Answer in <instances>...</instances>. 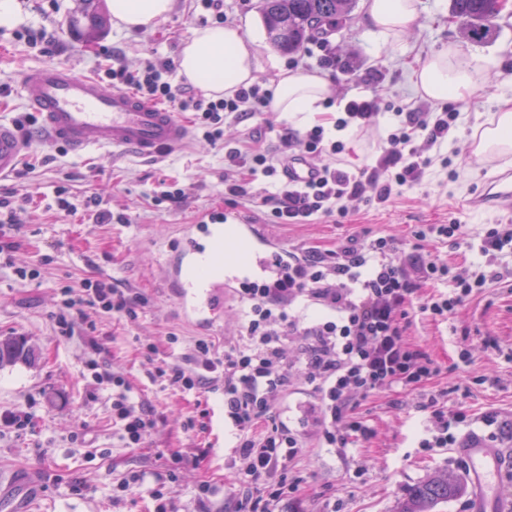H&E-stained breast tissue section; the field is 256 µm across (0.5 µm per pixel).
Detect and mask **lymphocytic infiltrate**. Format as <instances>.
Wrapping results in <instances>:
<instances>
[{
  "label": "lymphocytic infiltrate",
  "instance_id": "lymphocytic-infiltrate-1",
  "mask_svg": "<svg viewBox=\"0 0 512 512\" xmlns=\"http://www.w3.org/2000/svg\"><path fill=\"white\" fill-rule=\"evenodd\" d=\"M171 70L169 62L158 60L138 72L111 68L107 76L112 87L129 88L174 111L191 113L195 130L214 145L223 143L225 124L262 117L271 104L272 94L261 84L239 88L230 98L213 99L189 84L172 83ZM395 115L398 124L387 136V147L374 165L356 172L335 163L344 146L326 137L323 126L280 132L282 151L312 156L325 153L331 158L316 179L304 184L281 179L273 157L264 150L230 148L224 153V198L234 202L248 197L254 181L275 177L279 180L276 192L260 200L271 223L306 224L320 217L347 218L346 203L353 199L366 196L381 205L413 190L421 185L433 162L426 148L447 145L458 114L399 109ZM54 194L58 210L81 213L91 223L127 221L126 216L116 217L102 208L99 196L90 195L75 204L69 201L66 187H56ZM504 276V271L482 268L467 278L453 274L447 263L406 251L403 242L390 235L365 246L352 238L326 252L298 248L289 252L287 260H275L263 281L237 289V298L247 307L244 343L230 342L219 351L200 339L170 361L147 356L145 372L153 381L183 393L223 394L224 419L238 437L237 471L246 482L263 488L262 494L243 497L238 512H279L281 502L295 498L298 491L288 471L301 445L286 425L275 424L262 432L256 426L272 413L294 378L303 376L319 399L321 447L346 456L350 441L371 434L357 413L360 400L385 390L429 386L440 373L436 363L407 339L405 308L418 288L436 284V292L428 295L421 310L444 317L474 290ZM446 282L451 283V290L440 291V284ZM63 295L56 316L63 329L69 328L85 307L133 320L146 304L135 288L109 277L84 281L79 289H64ZM300 301L322 309V318L301 326L291 312ZM293 336L304 337L305 342L292 360L285 347ZM93 377L97 385L112 391V419L120 425L122 440L127 447H139L155 429V415L136 401L123 377L105 371L94 372ZM424 410L428 425L420 447H447L454 440L449 430L464 422V413L449 412L444 394L438 390L431 392ZM181 460V455L173 454L163 467L128 472L113 484V500L143 488L153 502V512H177L170 486Z\"/></svg>",
  "mask_w": 512,
  "mask_h": 512
}]
</instances>
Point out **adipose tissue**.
<instances>
[{
  "mask_svg": "<svg viewBox=\"0 0 512 512\" xmlns=\"http://www.w3.org/2000/svg\"><path fill=\"white\" fill-rule=\"evenodd\" d=\"M174 0H110L116 25L125 29L149 28L169 14ZM418 0H369L367 23L376 33L400 39L416 18ZM257 41L238 26H205L183 47L179 73L188 82L216 95L233 96L255 79ZM451 47L435 53L415 73L417 88L432 102L469 96L477 84L476 65L459 60ZM331 94L328 82L301 69L280 70L275 81L272 111L284 118L320 123L322 107Z\"/></svg>",
  "mask_w": 512,
  "mask_h": 512,
  "instance_id": "1",
  "label": "adipose tissue"
}]
</instances>
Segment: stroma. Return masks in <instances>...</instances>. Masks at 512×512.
Here are the masks:
<instances>
[{"instance_id": "1", "label": "stroma", "mask_w": 512, "mask_h": 512, "mask_svg": "<svg viewBox=\"0 0 512 512\" xmlns=\"http://www.w3.org/2000/svg\"><path fill=\"white\" fill-rule=\"evenodd\" d=\"M15 25L0 24V120L27 115L19 82L28 68L64 65L105 80V71L119 65L140 69L150 58L178 63L179 55L199 28L193 0H174L172 12L154 26L128 31L112 21L108 0H56L44 12L42 0H15ZM443 0H419L417 17L406 39L382 41L365 19L367 0L332 30L329 39L343 61L335 70L321 71L333 90L328 119H336L353 98L375 95L379 111L402 106L415 111H437L438 106L416 91L413 72L435 52L457 45L465 61L480 65L478 83L466 99L455 101L457 127L446 152H433L425 186L393 198L382 207L363 201L349 204L347 220L325 217L312 224L270 223L265 208L253 203L264 195L269 181L255 182L250 197L236 205L251 223L263 225L282 248L315 247L333 250L349 237L361 243L392 235L409 241L424 224L456 220L469 235L470 248L453 241L423 242L424 254L447 262L460 276L480 262L477 250L486 228L506 220L493 204L470 208V199L484 194L488 180L498 174L493 163L469 152L477 127L497 113L502 98L512 97V12L502 11L498 38L474 43L464 38L460 23L449 21ZM225 22L259 39L257 80L271 81L289 56L266 38L261 0H224ZM102 25L95 36L87 29L93 17ZM17 26L47 28L56 43L51 55L13 38ZM267 123L253 120L224 130V142L211 145L192 137L189 146L156 159L129 153L92 152L77 156L59 145L34 143L23 163V178H0V188L14 187L29 201L22 223L12 233L15 247L0 254V337L24 336L35 350V361L0 369V414L24 410L32 423L24 430L0 425V491L13 478L38 469L41 491L28 512H150L143 494L121 502L112 500V482L126 471L160 466V453H180L185 461L171 486L179 512H235L251 488L234 467L235 438L224 424L220 395L163 390L144 374L146 349L156 346L159 358L172 360L198 338L216 343L241 334L244 306L227 292L224 315L207 326L186 318L179 307V284L169 271L186 246V225L204 214L227 209L224 199V149L249 143L279 155L277 131L298 127V120L268 112ZM178 182L185 193L180 207L154 203L161 182ZM63 185L71 202L99 194L104 208L126 214L125 224H87L81 216L54 208V189ZM100 275L138 288L147 304L136 320L109 318L95 309L84 311L69 332H62L54 315L61 291ZM420 288L409 308V340L439 366L434 389L447 392L449 411L464 412L467 420L454 428L455 438L475 433L488 444H511L512 431V279L490 282L459 304L447 317L422 313L428 295ZM178 343H169V336ZM123 375L158 425L140 447H125L112 426L110 391L95 384L89 360ZM427 392L386 391L363 400L359 413L372 432L353 443L346 458L319 447L316 437L322 413L315 394L296 379L279 401L277 421L286 423L301 439L303 450L288 477L299 481L308 512H397L408 491L429 475L445 474L465 481L468 469L455 447L436 452L419 448L426 415L420 407ZM196 427L184 431L187 419ZM212 486L210 498L200 499L197 487Z\"/></svg>"}]
</instances>
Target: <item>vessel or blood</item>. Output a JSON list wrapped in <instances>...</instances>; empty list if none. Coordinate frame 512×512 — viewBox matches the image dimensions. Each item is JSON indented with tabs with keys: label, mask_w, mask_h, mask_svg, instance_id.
Instances as JSON below:
<instances>
[{
	"label": "vessel or blood",
	"mask_w": 512,
	"mask_h": 512,
	"mask_svg": "<svg viewBox=\"0 0 512 512\" xmlns=\"http://www.w3.org/2000/svg\"><path fill=\"white\" fill-rule=\"evenodd\" d=\"M20 91L29 111L37 116L38 126L27 138L14 125L0 122V175L17 167L35 139L64 144L75 154L95 149L129 152L147 159L185 146L191 139L188 122L167 106L144 101L126 90L103 87L91 75L69 67L29 68L21 76ZM317 172V165L305 156L288 164V176L297 183L309 182ZM490 194L501 209L512 212L511 175L492 181ZM224 224L225 234L214 241L208 253L209 265L219 272L246 261L249 254L266 259L281 251L276 241L264 235L261 225L236 212H225ZM231 284V279L219 275L209 289L185 288L181 295L183 312L199 322L216 323L224 311L220 295ZM459 451L468 461L472 512H499V478L512 466V449L468 438ZM36 491L35 483L22 484L13 497L0 498V512H23L24 503Z\"/></svg>",
	"instance_id": "1"
}]
</instances>
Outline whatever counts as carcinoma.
Returning a JSON list of instances; mask_svg holds the SVG:
<instances>
[{
	"label": "carcinoma",
	"instance_id": "carcinoma-1",
	"mask_svg": "<svg viewBox=\"0 0 512 512\" xmlns=\"http://www.w3.org/2000/svg\"><path fill=\"white\" fill-rule=\"evenodd\" d=\"M357 0H263L262 16L270 42L282 52H295L313 34L346 15ZM498 0H449V13L464 24L463 35L474 42H489L499 33ZM33 349L20 336L0 339V369L29 364ZM463 493L461 483L433 475L415 486L399 512H437L440 504Z\"/></svg>",
	"mask_w": 512,
	"mask_h": 512
}]
</instances>
